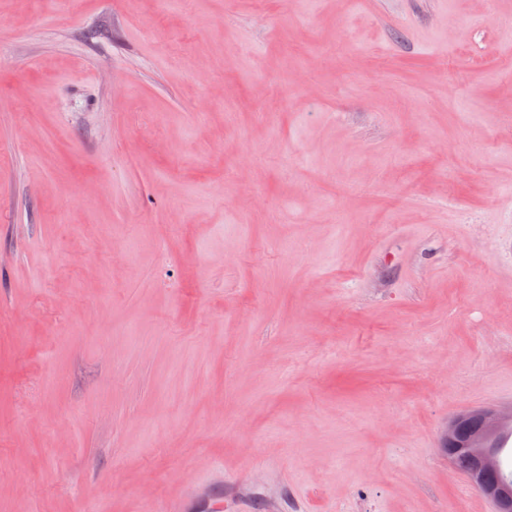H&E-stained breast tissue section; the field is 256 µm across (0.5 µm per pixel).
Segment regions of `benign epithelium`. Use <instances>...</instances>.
<instances>
[{"label": "benign epithelium", "instance_id": "7a95c632", "mask_svg": "<svg viewBox=\"0 0 512 512\" xmlns=\"http://www.w3.org/2000/svg\"><path fill=\"white\" fill-rule=\"evenodd\" d=\"M512 429V409H478L463 413L448 423L442 436V451L450 461L462 449L471 459L470 480L493 500L496 512H512V483L496 478L501 468L498 439Z\"/></svg>", "mask_w": 512, "mask_h": 512}]
</instances>
